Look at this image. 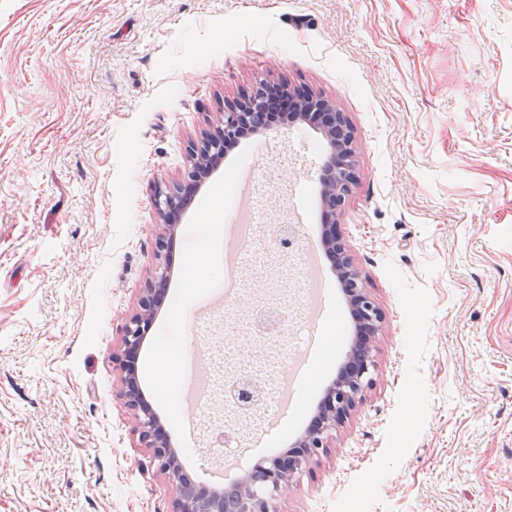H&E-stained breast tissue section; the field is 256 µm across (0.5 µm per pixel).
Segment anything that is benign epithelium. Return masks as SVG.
<instances>
[{"mask_svg": "<svg viewBox=\"0 0 512 512\" xmlns=\"http://www.w3.org/2000/svg\"><path fill=\"white\" fill-rule=\"evenodd\" d=\"M298 108V118L312 115L321 122L329 151L319 176L322 202L325 207V234L321 245L336 257V276L341 280L358 324V333L364 337V356L352 373L338 378L325 394V401L315 426L298 440L296 450L283 460L259 462L249 477L239 483L228 501L219 495H207L188 483L182 475L178 456L168 443L154 412L143 404L137 378L130 358L139 350L143 336L151 324L157 306V286L166 279L164 264H158L152 280L142 290L138 307L122 327L123 397L125 406L136 412L139 438L148 448L161 474L176 485L177 495L172 512H278L277 503L288 491L297 474L309 468L320 454L327 451L336 427L345 423L351 413L364 402L366 388L373 384L376 367L377 341L380 336L383 313L364 288L360 270L354 264L346 244L336 234V209L342 206L357 181L354 138L346 137L345 119L336 100L324 99L314 93L288 91ZM268 107L264 98L227 107L217 123L202 133L201 142L191 150L192 168L188 176L196 175L208 162H217L224 156V144L253 125L255 110ZM184 188L169 189L157 186L152 205L161 224L156 238V256L162 259L165 239L174 234L176 225L169 222L182 203Z\"/></svg>", "mask_w": 512, "mask_h": 512, "instance_id": "1", "label": "benign epithelium"}]
</instances>
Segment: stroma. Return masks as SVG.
I'll return each mask as SVG.
<instances>
[{"mask_svg": "<svg viewBox=\"0 0 512 512\" xmlns=\"http://www.w3.org/2000/svg\"><path fill=\"white\" fill-rule=\"evenodd\" d=\"M338 100L358 181L336 215L384 315L374 384L279 512H512V0H0V512H169L160 474L124 405L121 328L156 265L157 185L188 181L189 150L225 101L260 81ZM325 143L290 121L240 139L175 222L169 293L147 333L140 382L184 350L189 255L220 278L239 166L265 219L240 292L209 339L222 370L285 373L310 326L303 272L324 213ZM292 224V254L274 227ZM274 301L290 334L259 340ZM351 343L327 331L308 398L288 427L212 403L182 452L205 482L240 449L287 451Z\"/></svg>", "mask_w": 512, "mask_h": 512, "instance_id": "stroma-1", "label": "stroma"}]
</instances>
